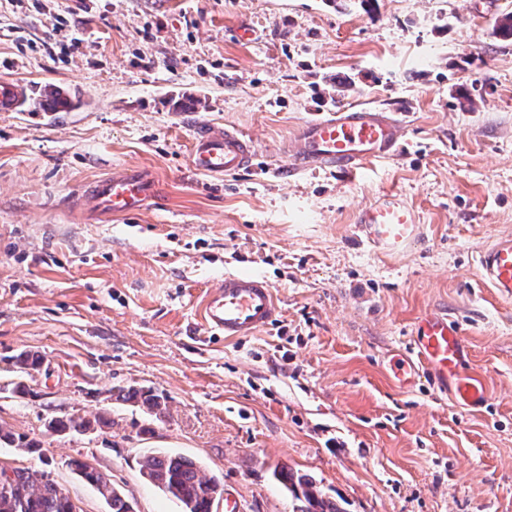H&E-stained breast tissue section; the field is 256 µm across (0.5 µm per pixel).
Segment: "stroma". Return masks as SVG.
Here are the masks:
<instances>
[{
	"mask_svg": "<svg viewBox=\"0 0 512 512\" xmlns=\"http://www.w3.org/2000/svg\"><path fill=\"white\" fill-rule=\"evenodd\" d=\"M506 13L512 0H0V79L81 102L0 112V424L40 445H1L0 466L49 467L82 512L108 509L72 458L136 512H181L142 474L153 450L198 462L241 512H294L281 467L342 512H512V299L478 265L512 234ZM366 105L406 114L399 152L353 174L290 172L278 149L300 123ZM201 123L251 138L252 167L190 168ZM124 166L157 173L153 204L81 209ZM388 191L418 215L396 256L354 225ZM236 272L265 277L281 314L227 339L200 309ZM430 312L462 326L482 408L423 373L390 378ZM21 349L44 357L27 398L3 389ZM115 386L153 388L166 416L112 401ZM98 410L102 433L44 426ZM70 468L73 473L79 476L83 481L90 484L100 496L104 495L102 493L103 489L109 490L112 488V498L108 503L110 512H128V498L117 487H115L114 484H112L111 475L97 470L81 459L71 460Z\"/></svg>",
	"mask_w": 512,
	"mask_h": 512,
	"instance_id": "obj_1",
	"label": "stroma"
}]
</instances>
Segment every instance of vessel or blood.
Wrapping results in <instances>:
<instances>
[{
	"instance_id": "b4317fda",
	"label": "vessel or blood",
	"mask_w": 512,
	"mask_h": 512,
	"mask_svg": "<svg viewBox=\"0 0 512 512\" xmlns=\"http://www.w3.org/2000/svg\"><path fill=\"white\" fill-rule=\"evenodd\" d=\"M25 94L18 83L0 80V110H15ZM403 123L374 108H347L302 123L280 153L293 171L337 169L353 172L394 155ZM251 140L238 131L209 125L192 140L190 166L206 174L227 175L249 165ZM157 179L146 169L129 167L99 179L88 197L106 214L123 216L144 208L157 196ZM361 240L381 254L393 252L417 234L414 210L400 194L387 193L355 215ZM484 280L505 297H512V236L498 239L479 256ZM207 328L227 338L255 335L280 314L271 284L258 275L228 273L208 290L202 309ZM410 356L397 359L392 374L399 385L413 384L427 371L460 405L479 408L488 401L483 380L467 369L470 350L455 321L430 313L412 328Z\"/></svg>"
}]
</instances>
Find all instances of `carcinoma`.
I'll return each mask as SVG.
<instances>
[{
    "instance_id": "obj_1",
    "label": "carcinoma",
    "mask_w": 512,
    "mask_h": 512,
    "mask_svg": "<svg viewBox=\"0 0 512 512\" xmlns=\"http://www.w3.org/2000/svg\"><path fill=\"white\" fill-rule=\"evenodd\" d=\"M44 358L33 351L23 350L13 355L9 364L16 373V381L11 383L10 392L17 397L31 394L23 381L41 370ZM112 400L131 403L158 418L167 409L166 401L150 389L118 387L112 390ZM110 419L98 412L89 419L78 414H62L53 420L54 430L60 433L83 434L91 428H103ZM7 444L27 451L36 444L22 435H17L0 425V444ZM73 473L90 484L97 493L112 490L108 503L110 512H128V498L112 484V476L97 470L81 459L70 461ZM142 474L145 479L176 501L182 512H213L214 494L220 485L219 480L206 476L194 461L180 455L149 453L142 461ZM275 478L300 502L296 512H341L336 502L325 497L312 477L284 467L274 471ZM0 512H73L69 498L63 489L51 479L45 470L13 469L9 487L0 488Z\"/></svg>"
}]
</instances>
